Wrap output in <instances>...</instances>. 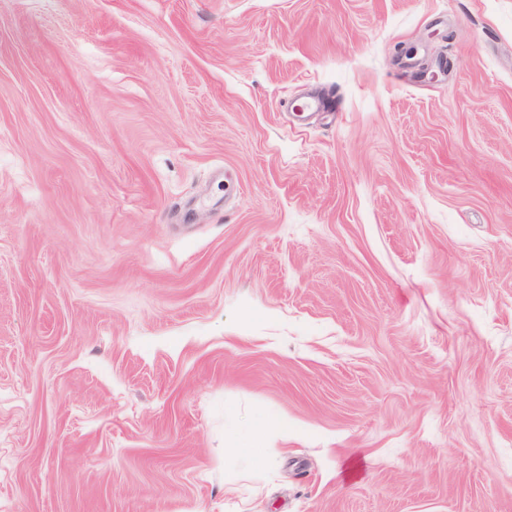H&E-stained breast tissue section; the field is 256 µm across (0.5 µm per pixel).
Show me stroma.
<instances>
[{
	"label": "stroma",
	"mask_w": 512,
	"mask_h": 512,
	"mask_svg": "<svg viewBox=\"0 0 512 512\" xmlns=\"http://www.w3.org/2000/svg\"><path fill=\"white\" fill-rule=\"evenodd\" d=\"M0 512H512V0H0Z\"/></svg>",
	"instance_id": "35a3bbf8"
}]
</instances>
